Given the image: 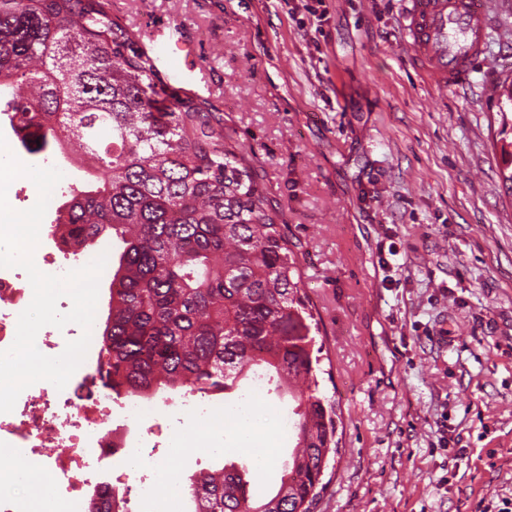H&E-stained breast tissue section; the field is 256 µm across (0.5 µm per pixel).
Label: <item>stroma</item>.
I'll return each instance as SVG.
<instances>
[{"label": "stroma", "instance_id": "35a3bbf8", "mask_svg": "<svg viewBox=\"0 0 512 512\" xmlns=\"http://www.w3.org/2000/svg\"><path fill=\"white\" fill-rule=\"evenodd\" d=\"M483 2L484 59L466 86L443 90L405 43L408 0H112L160 76L183 72L185 89L221 110L297 247L319 387L338 414V454L311 512H483L512 500V196L487 89L512 73V0ZM178 42L189 55L169 56ZM24 162L63 174L37 268L50 272L47 252L83 267L57 252L51 226L85 174L57 153ZM94 250L107 263L91 359L120 244L106 235ZM162 403L149 402L163 452L201 422ZM224 441L170 458L169 473L183 484L232 463L256 490L279 486L291 438L274 436L262 463L234 432Z\"/></svg>", "mask_w": 512, "mask_h": 512}]
</instances>
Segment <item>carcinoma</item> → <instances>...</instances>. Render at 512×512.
Segmentation results:
<instances>
[{"label": "carcinoma", "mask_w": 512, "mask_h": 512, "mask_svg": "<svg viewBox=\"0 0 512 512\" xmlns=\"http://www.w3.org/2000/svg\"><path fill=\"white\" fill-rule=\"evenodd\" d=\"M500 158L512 77L501 82ZM0 114L29 155L81 149L89 176L55 220L72 254L106 232L123 250L108 292L97 373L112 392L232 393L260 369L293 408L294 447L273 494L233 465L188 478L194 512H310L337 451L320 395L298 255L244 148L210 100L172 89L112 0H0ZM86 512H124L97 488Z\"/></svg>", "instance_id": "carcinoma-1"}]
</instances>
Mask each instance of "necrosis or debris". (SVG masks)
I'll return each mask as SVG.
<instances>
[{
    "label": "necrosis or debris",
    "mask_w": 512,
    "mask_h": 512,
    "mask_svg": "<svg viewBox=\"0 0 512 512\" xmlns=\"http://www.w3.org/2000/svg\"><path fill=\"white\" fill-rule=\"evenodd\" d=\"M29 303L18 276L0 267V350L14 342L18 316ZM95 368L82 363L61 390L37 382L21 392L13 411L0 413V512H33L19 486L24 470L64 483L62 493L47 498L56 512H77L86 487H113L118 476L134 482L142 502L165 512L167 503L156 489L168 478L166 459L146 435L130 434L148 411L114 395L95 379ZM117 407L123 411L119 425L112 422Z\"/></svg>",
    "instance_id": "1"
}]
</instances>
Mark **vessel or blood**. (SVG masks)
<instances>
[{
    "label": "vessel or blood",
    "instance_id": "vessel-or-blood-1",
    "mask_svg": "<svg viewBox=\"0 0 512 512\" xmlns=\"http://www.w3.org/2000/svg\"><path fill=\"white\" fill-rule=\"evenodd\" d=\"M403 17L410 52L440 87L465 84L485 50L482 0H410Z\"/></svg>",
    "mask_w": 512,
    "mask_h": 512
}]
</instances>
